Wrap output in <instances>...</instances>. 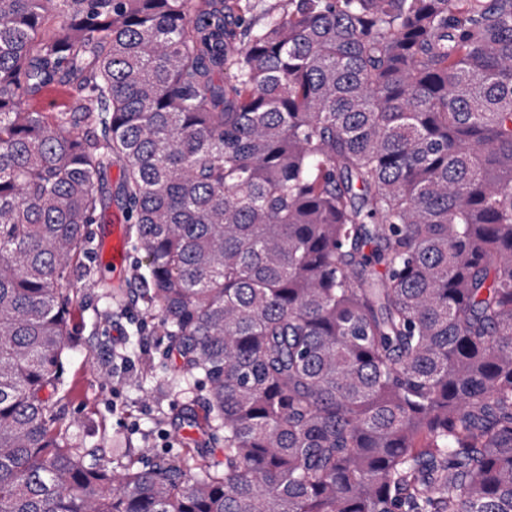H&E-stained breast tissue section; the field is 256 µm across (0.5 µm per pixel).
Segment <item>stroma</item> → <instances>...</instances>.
<instances>
[{"label":"stroma","instance_id":"obj_1","mask_svg":"<svg viewBox=\"0 0 512 512\" xmlns=\"http://www.w3.org/2000/svg\"><path fill=\"white\" fill-rule=\"evenodd\" d=\"M116 228L127 240L126 276L101 275L94 251L73 274L75 347L65 362V387L54 398L58 424L74 443L98 449L116 471L131 459L175 460L190 448H208L212 459H223V443L213 442L202 422L201 376H183L165 357L162 327L146 302L128 295L141 287L147 266L125 210L113 205L106 223L90 231L108 245ZM186 414L195 416V426L183 423Z\"/></svg>","mask_w":512,"mask_h":512}]
</instances>
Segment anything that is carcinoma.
<instances>
[{
    "mask_svg": "<svg viewBox=\"0 0 512 512\" xmlns=\"http://www.w3.org/2000/svg\"><path fill=\"white\" fill-rule=\"evenodd\" d=\"M254 8L0 0V512H512V0ZM114 161L222 462L58 425Z\"/></svg>",
    "mask_w": 512,
    "mask_h": 512,
    "instance_id": "1",
    "label": "carcinoma"
}]
</instances>
